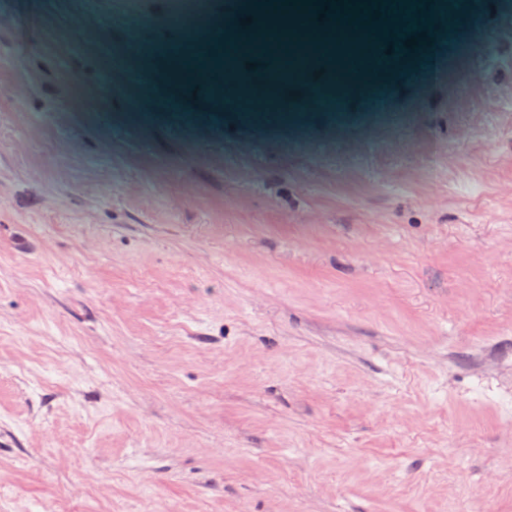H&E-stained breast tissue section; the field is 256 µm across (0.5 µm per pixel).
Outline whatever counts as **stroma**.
Wrapping results in <instances>:
<instances>
[{"instance_id": "stroma-1", "label": "stroma", "mask_w": 512, "mask_h": 512, "mask_svg": "<svg viewBox=\"0 0 512 512\" xmlns=\"http://www.w3.org/2000/svg\"><path fill=\"white\" fill-rule=\"evenodd\" d=\"M198 2L0 0V512H512V0L278 125ZM158 76L156 91L169 97H180L193 92L200 74L195 68L169 67ZM212 79L213 93L211 95V98L214 102L221 101L224 87V79L225 84L230 87H233L240 97L245 98L251 96L256 89L254 78L251 72L246 69H231L226 71L225 75L222 71L219 72L214 69Z\"/></svg>"}]
</instances>
